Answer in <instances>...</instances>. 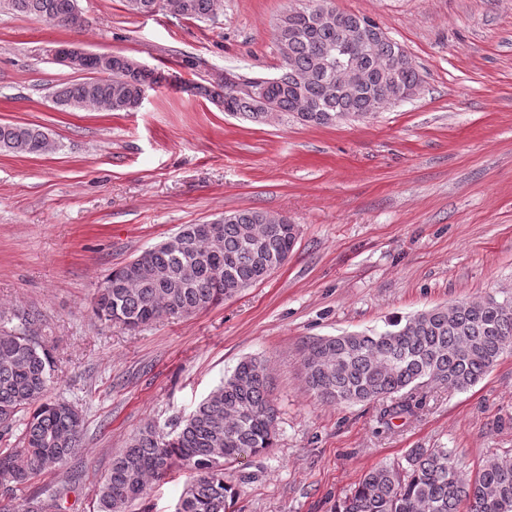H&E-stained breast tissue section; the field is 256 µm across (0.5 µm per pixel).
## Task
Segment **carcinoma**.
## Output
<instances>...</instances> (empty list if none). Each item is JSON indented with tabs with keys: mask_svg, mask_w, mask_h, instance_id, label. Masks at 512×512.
<instances>
[{
	"mask_svg": "<svg viewBox=\"0 0 512 512\" xmlns=\"http://www.w3.org/2000/svg\"><path fill=\"white\" fill-rule=\"evenodd\" d=\"M74 0H0L17 14L81 28ZM128 10H151L197 21L216 15L220 0H126ZM275 41L282 57L273 77L255 82L275 111L310 126H334L366 119L397 101L388 93L386 61L400 48L384 42L357 64L367 73L361 92L340 94L330 83L328 62L336 55V26L317 24L308 7L289 9L279 18ZM133 58L112 55L101 77L99 58L87 56L91 77L61 83L53 92L62 107H92L135 112L142 89L162 83L153 70L134 71ZM313 107L301 117L300 95ZM224 109L256 123L269 114L244 91H224ZM46 132L29 124L0 123V152L40 155ZM298 235L295 224H275L263 210L224 214L222 237L210 239L202 224L183 228L181 246L162 242L112 270L95 294L98 320L136 331L162 319H181L223 303L263 282L281 267ZM33 318L23 316L0 333V512H56L57 498L37 496L16 503V492L41 472L67 463L80 448L83 415L46 392L57 360L53 350L28 333ZM512 349V296L457 301L397 320L382 332L317 337L304 346L303 367L310 390L332 404L378 402L439 383L459 391L474 386ZM23 428L14 431L19 415ZM277 412L270 398L269 364L247 357L190 413L168 432L147 424L112 459V468L94 487L95 512H126L143 498L152 481L179 468L187 473L175 512H230L236 492L224 482V466L242 455L273 447ZM512 512V458H494L475 476L459 467L446 448H412L406 466L381 465L365 473L335 512Z\"/></svg>",
	"mask_w": 512,
	"mask_h": 512,
	"instance_id": "obj_1",
	"label": "carcinoma"
}]
</instances>
